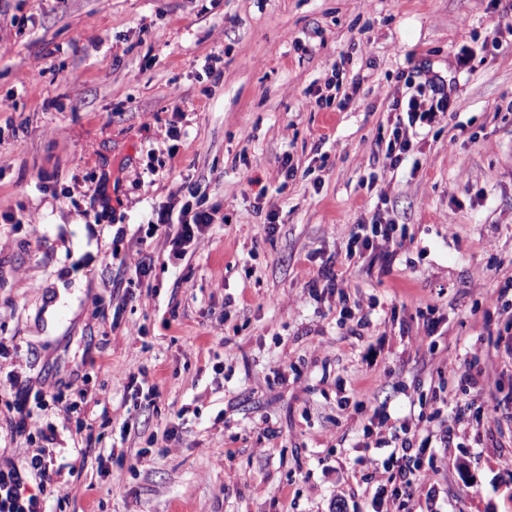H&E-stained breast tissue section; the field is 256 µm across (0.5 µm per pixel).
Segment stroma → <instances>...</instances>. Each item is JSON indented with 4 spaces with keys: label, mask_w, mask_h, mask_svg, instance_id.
Segmentation results:
<instances>
[{
    "label": "stroma",
    "mask_w": 512,
    "mask_h": 512,
    "mask_svg": "<svg viewBox=\"0 0 512 512\" xmlns=\"http://www.w3.org/2000/svg\"><path fill=\"white\" fill-rule=\"evenodd\" d=\"M431 73L459 109L387 169L393 101ZM318 91L329 107H310ZM106 179L119 200L94 225ZM190 184L214 224L179 261L149 240L140 277L136 238ZM381 198L412 242L387 270L347 262ZM328 259L368 320L358 334L306 287ZM508 279L512 0H0V370L108 388L99 445L128 460L100 470L68 421L50 512H368L355 389L404 417L457 347L483 374L453 380L465 418L417 480L435 512H512L494 466L512 453V335L473 307ZM137 366L158 397L130 426L121 378Z\"/></svg>",
    "instance_id": "obj_1"
}]
</instances>
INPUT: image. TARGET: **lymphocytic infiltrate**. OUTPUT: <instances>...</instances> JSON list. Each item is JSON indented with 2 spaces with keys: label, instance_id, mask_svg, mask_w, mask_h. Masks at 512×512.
Instances as JSON below:
<instances>
[{
  "label": "lymphocytic infiltrate",
  "instance_id": "1",
  "mask_svg": "<svg viewBox=\"0 0 512 512\" xmlns=\"http://www.w3.org/2000/svg\"><path fill=\"white\" fill-rule=\"evenodd\" d=\"M453 107L447 83L437 75L426 78L415 95L394 101L395 121L385 142L384 159L390 168H397L412 151L421 130L433 127ZM214 222L213 210L182 207L179 212L159 209L150 232H163L169 259H183ZM409 237L406 225L386 219L381 210H373L369 219L355 225L346 245V259L366 264L376 261L392 262ZM0 391L9 393L5 403L6 425L11 433L24 436L27 447L22 463L0 459V512H43V503L60 497L61 490L52 468L50 443L56 438V427L46 422L45 413L55 408L64 414L77 412V402L66 399L59 390L35 386L27 381L7 376ZM391 427V426H390ZM451 428H433L414 423L403 417L392 426L388 437L376 440L375 453L360 458L362 468L377 474L371 489L373 512H403L407 499L424 494L433 501L434 492H421L411 467L413 448L447 447ZM36 485V493H29V485Z\"/></svg>",
  "mask_w": 512,
  "mask_h": 512
}]
</instances>
